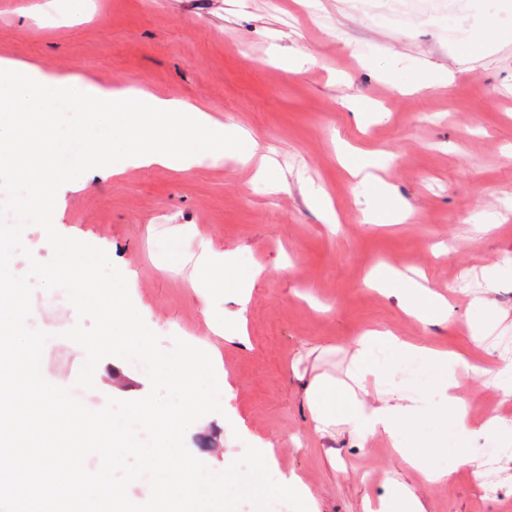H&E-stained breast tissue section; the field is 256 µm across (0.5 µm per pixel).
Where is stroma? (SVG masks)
Segmentation results:
<instances>
[{
    "instance_id": "35a3bbf8",
    "label": "stroma",
    "mask_w": 512,
    "mask_h": 512,
    "mask_svg": "<svg viewBox=\"0 0 512 512\" xmlns=\"http://www.w3.org/2000/svg\"><path fill=\"white\" fill-rule=\"evenodd\" d=\"M500 15H512V0H0V58L184 100L244 129L284 185L271 190L253 166L202 153L185 172L130 168L56 198L57 231L108 253L164 350L177 338L207 340L223 411L192 424L185 444L210 470L270 442L272 478L298 475L318 512H367L394 481L425 512H512V455L483 481L473 466L453 467L455 434L431 415L440 370L404 363L391 376L425 413L402 423L401 439L451 470L437 483L402 463L384 433L316 432L307 398L316 378L345 380L355 341L381 329L480 365L482 374L458 377L470 418L512 421L495 354L512 336V26L474 50L487 18ZM358 103L367 108L359 118ZM350 149L388 156L385 178L408 222L364 223L370 199L338 160ZM313 187L331 196L336 223L310 204ZM200 250L230 259L224 287H190L188 259ZM382 264L400 279L426 277L449 302L447 321L421 323L399 291L367 286ZM253 267L255 280H235ZM31 316L54 336L43 377L74 386L86 353L62 336L78 321L65 291L35 289ZM210 316L244 329L243 340L212 334ZM133 375L119 384L95 374L82 403L145 397L146 371ZM488 483L498 498L485 497Z\"/></svg>"
}]
</instances>
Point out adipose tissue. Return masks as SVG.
Listing matches in <instances>:
<instances>
[{
    "mask_svg": "<svg viewBox=\"0 0 512 512\" xmlns=\"http://www.w3.org/2000/svg\"><path fill=\"white\" fill-rule=\"evenodd\" d=\"M343 162L350 172L361 175L362 186L369 188L376 200L375 206L364 211V223L384 224L391 219L402 223L407 220V213L393 203L389 185L374 175L375 170L385 166L380 156L372 152H361L346 155ZM372 282L381 288L399 286L408 313L420 322L443 319L448 315V304L443 297L416 282L396 283L391 269H378ZM415 356L432 364L451 363L465 370L470 367L469 362L460 354L417 346L401 340L391 332L373 330L357 342L349 375L362 388L371 383L386 386L393 366L402 359ZM442 388L443 399L436 414L453 424L460 438H469L477 430L495 437L512 430L498 417L484 421L481 427H473L466 405L456 393L454 377H447ZM308 400L316 428L320 431L346 425L361 435L382 431L394 438L398 435L401 422L416 420L421 412L418 398L404 385L388 388L386 399L374 405L346 391L336 382L320 378L311 385Z\"/></svg>",
    "mask_w": 512,
    "mask_h": 512,
    "instance_id": "obj_1",
    "label": "adipose tissue"
}]
</instances>
